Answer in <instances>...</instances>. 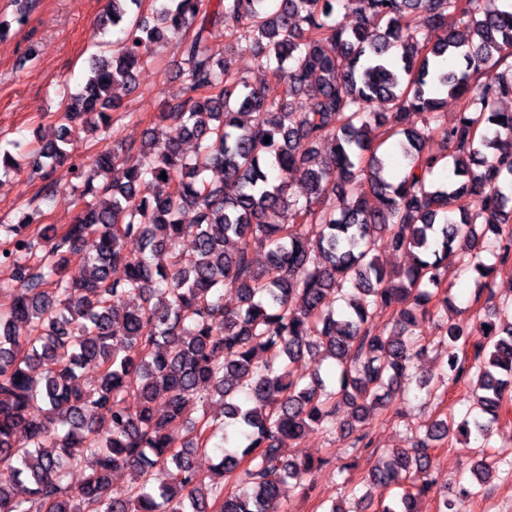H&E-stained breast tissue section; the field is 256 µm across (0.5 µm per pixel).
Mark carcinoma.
Wrapping results in <instances>:
<instances>
[{
  "instance_id": "1",
  "label": "carcinoma",
  "mask_w": 512,
  "mask_h": 512,
  "mask_svg": "<svg viewBox=\"0 0 512 512\" xmlns=\"http://www.w3.org/2000/svg\"><path fill=\"white\" fill-rule=\"evenodd\" d=\"M143 2L108 0L99 25L119 32L112 55L94 60L77 93L60 87L67 104L54 133L34 151L0 145L1 171L23 167L51 195L76 124L108 129L109 111L122 106L114 87L135 86L164 33L180 39L184 99L139 144L117 142L91 166H70L79 197L94 196L74 222L33 238L36 207L0 227V263L14 268L0 281L13 294L0 309V512H268L283 485L305 491L325 464L284 453L285 441L315 431L351 439V467L368 465L360 483L399 490L376 501L353 487L352 505L327 512H423L439 443L489 447L512 395V307L493 304L491 288L512 266V112L495 107L512 97V5L153 0L148 17ZM340 7L352 25L336 19ZM450 14L466 37L448 30ZM242 40L284 84L279 99L232 69ZM459 55L464 67L441 69ZM442 90L462 105L451 126L441 122ZM416 115L420 129L407 125ZM396 135L395 175L378 151ZM324 140L331 149L315 166ZM444 159L453 178L436 186ZM215 167L222 186L206 178ZM296 179L302 202L290 193ZM479 221L495 235L492 262L474 234ZM190 229L187 255L174 243ZM385 251L409 263L387 270ZM76 259L84 273L71 280ZM472 271L486 309L450 322V281ZM226 291L237 307L224 303ZM380 308L391 315L381 332L372 327ZM435 318L446 370L437 384L418 378V388L435 398L464 381L471 404L377 457L369 423L411 380L429 347L415 327ZM305 357L331 359L334 371L307 378L294 370ZM215 401L219 414L208 411ZM191 406L201 409L194 419ZM210 451L220 460L205 474L195 457ZM470 471L483 486L512 477V455L493 449ZM126 472L131 482L115 488ZM472 495L466 486L453 500L441 494L436 512H463Z\"/></svg>"
}]
</instances>
